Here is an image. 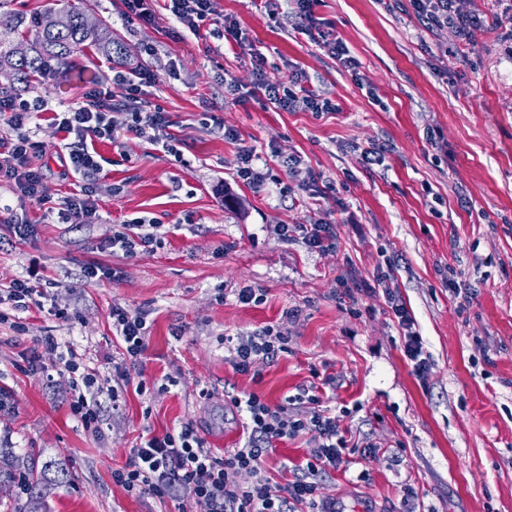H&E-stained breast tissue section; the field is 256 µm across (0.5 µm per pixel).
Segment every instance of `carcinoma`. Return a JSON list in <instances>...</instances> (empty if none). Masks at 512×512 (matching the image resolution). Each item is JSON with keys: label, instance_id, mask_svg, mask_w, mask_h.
I'll return each instance as SVG.
<instances>
[{"label": "carcinoma", "instance_id": "obj_1", "mask_svg": "<svg viewBox=\"0 0 512 512\" xmlns=\"http://www.w3.org/2000/svg\"><path fill=\"white\" fill-rule=\"evenodd\" d=\"M11 0H0V11L6 15L0 20V73L8 75V83L0 85V92L12 93L16 84L28 88L41 83L50 65L65 63L88 50L104 55L108 60H124V43L112 36V30L103 22L88 26L85 15L91 11L92 0L83 8L46 9L26 18L8 11ZM65 15L68 25L58 29L55 20ZM18 460L10 448H0V484L15 478ZM30 500H39L48 486H58L67 479L65 469L56 462H47L41 468L27 467L22 475Z\"/></svg>", "mask_w": 512, "mask_h": 512}]
</instances>
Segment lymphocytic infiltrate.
Wrapping results in <instances>:
<instances>
[{
	"instance_id": "obj_1",
	"label": "lymphocytic infiltrate",
	"mask_w": 512,
	"mask_h": 512,
	"mask_svg": "<svg viewBox=\"0 0 512 512\" xmlns=\"http://www.w3.org/2000/svg\"><path fill=\"white\" fill-rule=\"evenodd\" d=\"M414 14L423 27L448 25L458 38L474 43L477 31L484 26L481 17L466 8V0H410ZM316 0H289L300 19V34L325 48L328 54L349 69L357 63L347 45L324 28L316 17ZM212 0H164V8L193 35H200L206 22H213L212 37L242 42V31L235 19L212 20ZM156 72L143 66L136 70L116 71L114 80L122 85L121 97H114L104 85L85 91L81 102L63 112L58 129L67 152V170L79 175L82 184L77 193L62 200L55 212L62 224H97L101 221L96 185L104 170L103 157L94 147L95 140H117L133 133L165 152L178 154V139L172 133L173 122L161 106L144 99L142 89L154 84ZM309 76L296 72L290 84L274 80L266 71L263 57H254L249 85L231 84L240 101L270 104L283 111L333 112L337 106L330 98L309 84ZM46 110L42 96L25 98L16 94L0 95V120L14 131L12 138L0 140L5 157L0 160V184L7 185L20 203L37 206L48 200L45 173L34 159L40 151L24 130L26 121ZM155 222L137 218L113 232L108 249L134 253L136 247L150 248L158 242ZM390 304L394 321L404 338V355L418 378H425L429 360L423 352L421 336L414 330V320L406 304L391 286L389 273L377 275ZM112 332L123 344L121 361L112 365L113 386H104L98 368L86 362L73 347L63 346L57 337H40L44 352L55 355L70 376L68 405L71 415L96 438L105 435L101 415L102 397H116V384H135L144 390L145 380L131 374L147 349V315L130 312L124 307L112 309ZM229 361L236 372L250 373L258 364H270L288 350V336L279 328L266 326L248 336L225 337ZM230 405L243 413L248 438L242 447L218 455L206 448L204 441L189 426L180 430L152 435L134 448L125 467L115 470L113 482L126 492L150 495L160 500L187 492L206 512H337L336 502L323 493L322 478L328 470L346 463L348 444L338 421L323 408L316 395L297 394L284 402L270 404L252 393L247 397L230 396ZM302 434L311 435L314 447L305 466L294 469L285 486L272 488L264 473V460L275 443Z\"/></svg>"
}]
</instances>
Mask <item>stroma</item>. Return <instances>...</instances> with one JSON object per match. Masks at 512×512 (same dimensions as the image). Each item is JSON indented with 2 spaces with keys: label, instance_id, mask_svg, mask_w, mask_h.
<instances>
[{
  "label": "stroma",
  "instance_id": "obj_1",
  "mask_svg": "<svg viewBox=\"0 0 512 512\" xmlns=\"http://www.w3.org/2000/svg\"><path fill=\"white\" fill-rule=\"evenodd\" d=\"M467 7L489 23L472 45L451 28L424 29L410 0H319L314 11L346 43L354 74L298 33L285 0L271 16L260 0H213L215 17L238 22L242 47L194 36L164 11L132 26L121 20L123 0H94V16L124 41L126 68L156 72L144 97L170 113L185 146L175 158L132 133L95 141L105 159L101 222L59 224L30 206L31 234L0 249V284L38 273L56 281L52 293L68 309L60 318L30 307L21 332L0 323V446L40 464L62 460L68 472L28 512H179L186 495L161 501L113 483L142 438L189 424L207 447L225 439L237 448L248 433L227 396L254 392L275 404L308 389L352 444L348 464L325 477L339 512H512V11L505 0ZM256 53L282 83L305 71L339 111L237 103L224 83L248 82ZM65 79L45 78L48 110L29 124L57 201L78 182L63 174L51 117L85 91ZM227 128L267 160L263 186L237 177ZM383 144L385 165L364 168L362 150ZM280 154L301 163L282 167ZM140 217L158 222V248L103 249ZM316 223L334 225L335 252L272 231ZM90 262L119 278L86 280ZM384 265L423 340L425 379L375 282ZM343 279L358 286L356 300L341 294ZM246 285L263 289V304L237 301ZM116 306L148 314L146 389L122 386L103 400L108 428L97 439L70 415L67 374L29 371L24 354L51 334L108 366L122 357ZM269 324L287 332V354L260 379L236 372L225 337ZM368 444L379 458L360 455ZM312 446L307 434L277 443L266 459L273 483H287Z\"/></svg>",
  "mask_w": 512,
  "mask_h": 512
}]
</instances>
